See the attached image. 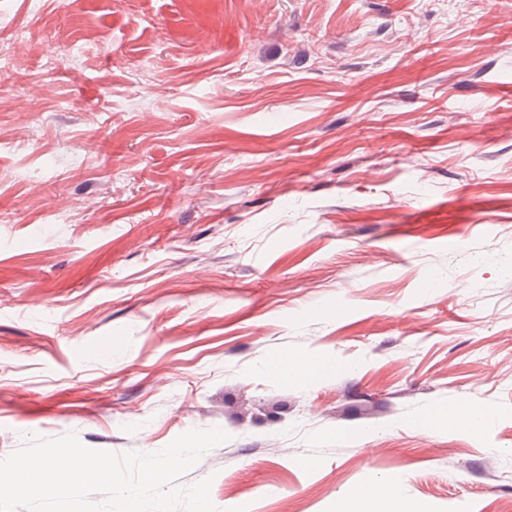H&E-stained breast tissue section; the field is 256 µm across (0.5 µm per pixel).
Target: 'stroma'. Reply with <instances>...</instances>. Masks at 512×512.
<instances>
[{"label": "stroma", "instance_id": "stroma-1", "mask_svg": "<svg viewBox=\"0 0 512 512\" xmlns=\"http://www.w3.org/2000/svg\"><path fill=\"white\" fill-rule=\"evenodd\" d=\"M215 427L220 512L512 507V0H0V460ZM279 377L303 384H317L336 374V364L314 357L298 359L290 354H278L271 359ZM479 414L465 404L450 405L426 414L414 423L417 429H452L463 424L474 425ZM363 497L377 499L382 503L379 512H419L416 506L399 492L398 481H390L384 487L369 485L363 490Z\"/></svg>", "mask_w": 512, "mask_h": 512}]
</instances>
